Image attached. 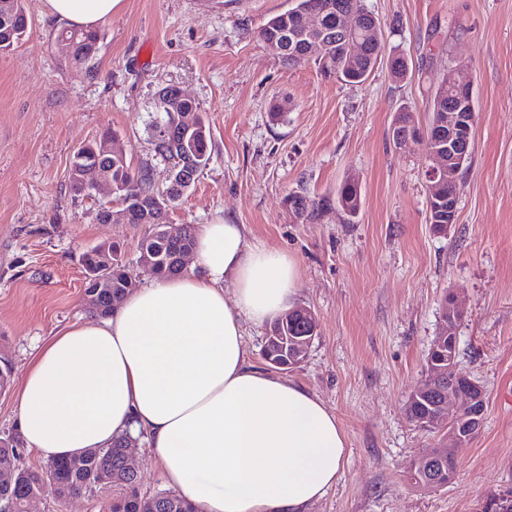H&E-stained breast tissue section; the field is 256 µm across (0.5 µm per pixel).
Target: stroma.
I'll list each match as a JSON object with an SVG mask.
<instances>
[{
  "instance_id": "1",
  "label": "stroma",
  "mask_w": 512,
  "mask_h": 512,
  "mask_svg": "<svg viewBox=\"0 0 512 512\" xmlns=\"http://www.w3.org/2000/svg\"><path fill=\"white\" fill-rule=\"evenodd\" d=\"M292 0H123L101 23L97 55L75 64L56 47L45 0H25L22 40L0 52V436L17 434V393L38 346L92 317L78 256L119 245L132 288L146 224H103L94 197L69 185L74 151L112 130L133 169L167 176L154 152L159 91L178 86L211 131L210 159L172 208L173 224L245 227L249 244L287 253L294 297L316 316L306 359L286 378L317 395L346 436L343 472L309 512H481L512 489V0H365L382 24V61L362 83L271 55L258 30ZM403 57L406 78L389 60ZM474 90L471 158L458 217L428 222L419 144L396 148L399 108L419 125L448 69ZM285 111L273 120L270 106ZM360 186L354 219L336 207L345 178ZM303 197L305 215L291 204ZM461 304L459 367L486 394L482 430L456 450L453 483L414 485L411 463L438 434L416 427L406 401L422 378L444 296Z\"/></svg>"
}]
</instances>
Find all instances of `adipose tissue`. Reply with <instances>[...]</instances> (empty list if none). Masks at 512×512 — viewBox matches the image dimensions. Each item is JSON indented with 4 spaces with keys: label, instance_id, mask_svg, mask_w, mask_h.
Returning a JSON list of instances; mask_svg holds the SVG:
<instances>
[{
    "label": "adipose tissue",
    "instance_id": "1",
    "mask_svg": "<svg viewBox=\"0 0 512 512\" xmlns=\"http://www.w3.org/2000/svg\"><path fill=\"white\" fill-rule=\"evenodd\" d=\"M121 2L46 7L92 29ZM195 251L187 274L155 279L43 346L18 392L21 439L57 459L140 433L198 512H307L342 473L343 429L316 395L252 364L244 340L245 323L288 311L297 264L221 220L201 226Z\"/></svg>",
    "mask_w": 512,
    "mask_h": 512
}]
</instances>
